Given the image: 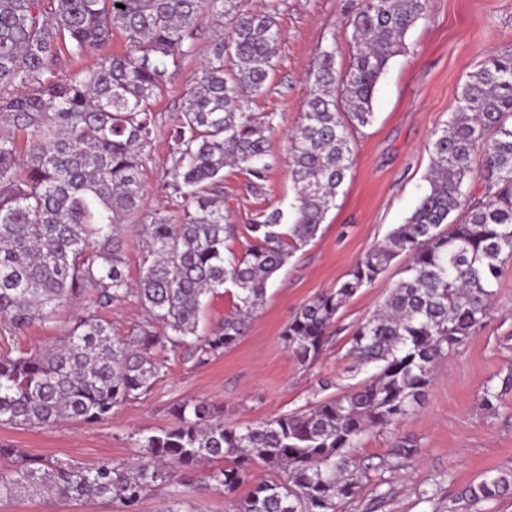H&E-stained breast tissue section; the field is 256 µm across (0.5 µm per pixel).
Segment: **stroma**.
Wrapping results in <instances>:
<instances>
[{"label": "stroma", "instance_id": "35a3bbf8", "mask_svg": "<svg viewBox=\"0 0 512 512\" xmlns=\"http://www.w3.org/2000/svg\"><path fill=\"white\" fill-rule=\"evenodd\" d=\"M351 4L352 0H281L275 17L281 51L263 90L250 98L252 112L273 117L268 135L273 167L256 192L250 191L249 178L240 170H224V209L238 227L252 223L262 210L293 200L289 136L310 94L309 74L320 49L335 45L338 70L351 64L353 46L343 27ZM223 31L222 22L203 15L194 56L171 71L153 101L157 129L141 170L139 218L181 211V198L168 186L171 132L185 93L194 86L202 60ZM405 42L406 52L390 60L377 85L373 123L354 136L352 171L326 215L321 236L296 252L269 285L238 346L198 367L166 352L162 380L139 399L119 406L108 419L47 427L2 425L0 443L29 457L70 459L92 467L140 457L138 439L168 426L169 409L180 400L206 399L225 422L245 425L320 400L319 380L335 382L340 392L362 382L365 372L354 370L347 355L350 336L400 278L406 257L397 258L340 310L333 334L313 364L300 365L284 347L281 332L303 304L335 287L359 257L404 223L427 192L433 132L455 111L463 83L485 56L512 49V0H431L428 17L408 32ZM92 310L111 323L118 338L130 336L142 320L136 298L97 310L87 292L52 319L29 327L14 344L26 351L51 348L63 340L77 317ZM511 372L512 261L496 288L490 318L475 336L435 363L421 405L362 436L353 451L358 488L342 512H367L374 501L379 504L377 512H476L462 498L466 487L485 476L512 471V389L502 387ZM489 385L499 390L490 410L482 404ZM402 446L413 448V456L392 470H379V461ZM212 469L205 463L152 487L140 512H160L163 504L176 498L193 512H233L230 499L204 483ZM0 512H118V507L99 500L70 503L35 496L0 505Z\"/></svg>", "mask_w": 512, "mask_h": 512}]
</instances>
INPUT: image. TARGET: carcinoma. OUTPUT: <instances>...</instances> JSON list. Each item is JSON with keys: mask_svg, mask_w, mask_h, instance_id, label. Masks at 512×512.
<instances>
[{"mask_svg": "<svg viewBox=\"0 0 512 512\" xmlns=\"http://www.w3.org/2000/svg\"><path fill=\"white\" fill-rule=\"evenodd\" d=\"M279 0L245 14L236 0H0V339L88 289L109 307L135 294L143 321L128 338L94 313L74 320L49 351H0V424L94 423L145 394L167 370V348L199 366L236 347L269 282L315 240L352 166V135L370 125L378 80L406 50L405 36L429 15L430 0H355L345 28L354 54L336 70V47L319 52L312 91L290 135L295 197L246 225L244 251H226L238 227L224 215V167L254 191L272 168V115L248 111L279 55ZM208 12L227 19L186 94L172 134L169 187L179 215L134 225L149 259L132 285L122 231L137 212L140 170L156 129L152 109L169 69L195 52ZM122 54H97L63 77L62 54L84 57L112 39ZM481 157L482 193L463 190ZM409 256L379 308L350 338L353 368L372 372L357 387L311 408L232 425L204 399L170 407L173 423L139 440L136 463L86 467L33 459L0 444V502L48 492L61 501L118 503L138 512L151 487L180 469L230 464L208 473L226 494L251 467L272 476L233 500L234 512H337L356 493L351 452L370 428L407 416L421 402L434 364L464 344L492 311L512 257V50L490 54L465 81L457 111L434 133L429 191L405 223L356 260L345 279L305 303L281 333L288 352L312 364L340 309L401 255ZM229 285L234 312L199 333L205 298ZM512 490V473L466 490L470 505Z\"/></svg>", "mask_w": 512, "mask_h": 512, "instance_id": "cac0c4a2", "label": "carcinoma"}]
</instances>
